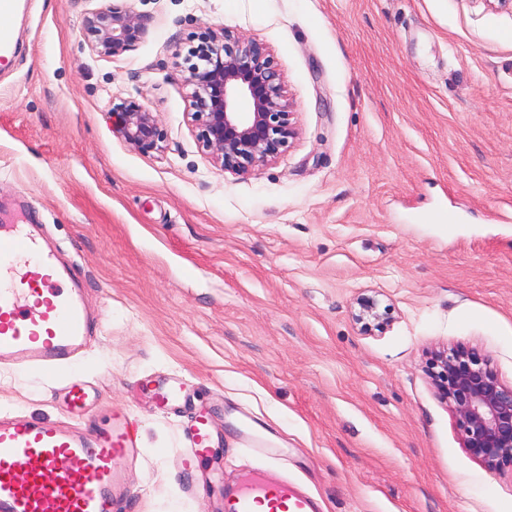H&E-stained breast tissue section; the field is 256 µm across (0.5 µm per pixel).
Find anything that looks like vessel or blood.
Masks as SVG:
<instances>
[{"mask_svg":"<svg viewBox=\"0 0 512 512\" xmlns=\"http://www.w3.org/2000/svg\"><path fill=\"white\" fill-rule=\"evenodd\" d=\"M16 0H0V69L11 62L15 31L5 22ZM72 272L32 224L0 225V365L57 381L91 343L93 319ZM139 452L134 419L113 410L91 434L51 420L0 416V512H115L123 466ZM321 512L309 493L260 474L240 479L226 512Z\"/></svg>","mask_w":512,"mask_h":512,"instance_id":"b4317fda","label":"vessel or blood"}]
</instances>
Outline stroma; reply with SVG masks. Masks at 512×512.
<instances>
[{
	"mask_svg": "<svg viewBox=\"0 0 512 512\" xmlns=\"http://www.w3.org/2000/svg\"><path fill=\"white\" fill-rule=\"evenodd\" d=\"M105 2L23 0L0 73V205L81 273L91 403L0 368V413L93 429L126 410L143 453L121 512H221L250 466L323 512H512V471L466 452L428 372L460 344L512 383V6L127 0L149 33L106 57L81 36ZM204 26L264 43L286 77L298 135L245 177L188 116L179 53ZM126 98L156 113L162 151L115 132ZM363 296L383 330L357 321ZM174 379L187 394L163 403ZM246 420L276 456L244 447Z\"/></svg>",
	"mask_w": 512,
	"mask_h": 512,
	"instance_id": "stroma-1",
	"label": "stroma"
}]
</instances>
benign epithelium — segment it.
I'll return each mask as SVG.
<instances>
[{"label": "benign epithelium", "instance_id": "7a95c632", "mask_svg": "<svg viewBox=\"0 0 512 512\" xmlns=\"http://www.w3.org/2000/svg\"><path fill=\"white\" fill-rule=\"evenodd\" d=\"M148 31V19L120 4L87 12L84 41L100 55L118 56ZM183 82L199 146L221 169L246 176L274 162L298 134L286 79L268 47L228 28L206 27L187 38ZM112 126L141 153L159 151L165 133L135 99L112 106ZM357 319L382 325L373 299L362 297ZM432 376L453 412L463 448L488 471L512 466V384L479 351L462 345L438 351Z\"/></svg>", "mask_w": 512, "mask_h": 512}]
</instances>
